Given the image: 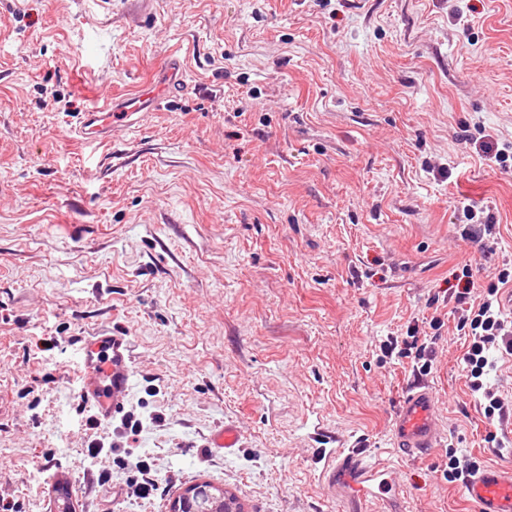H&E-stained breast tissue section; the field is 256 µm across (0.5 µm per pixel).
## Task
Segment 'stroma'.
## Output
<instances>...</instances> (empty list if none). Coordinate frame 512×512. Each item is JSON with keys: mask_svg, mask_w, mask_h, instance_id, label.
<instances>
[{"mask_svg": "<svg viewBox=\"0 0 512 512\" xmlns=\"http://www.w3.org/2000/svg\"><path fill=\"white\" fill-rule=\"evenodd\" d=\"M174 48L184 94L75 140L93 91L134 93ZM479 141L512 147V0H0V500L57 512L72 480V512H171L206 482L244 512H348L316 450L356 446L396 465L406 512H474L448 451L512 462L486 441L512 420L484 416L430 300L463 265L479 293L512 262V159L490 170ZM466 205L494 237L461 240ZM436 312L427 375L382 355ZM102 330L133 356L109 422L74 369ZM419 379L443 445L402 462ZM229 422L239 448L210 447ZM140 460L146 499L127 494Z\"/></svg>", "mask_w": 512, "mask_h": 512, "instance_id": "obj_1", "label": "stroma"}]
</instances>
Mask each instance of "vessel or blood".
Masks as SVG:
<instances>
[{"instance_id":"obj_1","label":"vessel or blood","mask_w":512,"mask_h":512,"mask_svg":"<svg viewBox=\"0 0 512 512\" xmlns=\"http://www.w3.org/2000/svg\"><path fill=\"white\" fill-rule=\"evenodd\" d=\"M160 83L142 86L137 92L115 97L94 94L92 106L78 113L75 135L84 143H107L115 129L137 126L148 114L186 87V68L177 52L165 58ZM77 377L80 395L98 420L108 421L122 410V399L133 381L129 337L103 331L88 337L78 351ZM433 390L413 383L395 413L394 445L402 457L416 460L440 447L444 437L436 420ZM322 481L328 492L349 504L381 500L383 512H404L400 497L403 480L391 465L371 459L363 450L341 452L320 449ZM475 512H512V464L498 463L477 471L465 486Z\"/></svg>"}]
</instances>
